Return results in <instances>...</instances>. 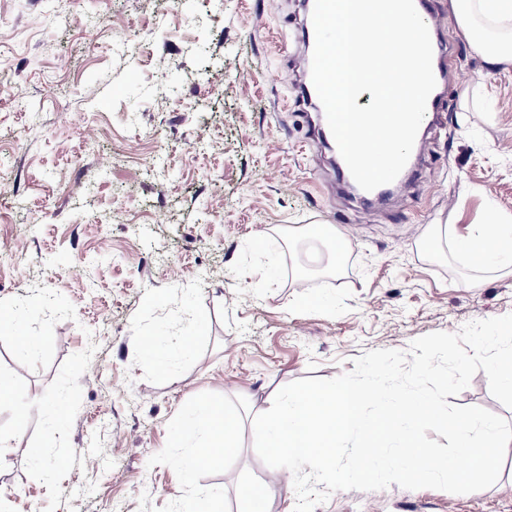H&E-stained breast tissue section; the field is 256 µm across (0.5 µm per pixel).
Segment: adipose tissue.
Returning a JSON list of instances; mask_svg holds the SVG:
<instances>
[{"instance_id":"ef3b65f1","label":"adipose tissue","mask_w":512,"mask_h":512,"mask_svg":"<svg viewBox=\"0 0 512 512\" xmlns=\"http://www.w3.org/2000/svg\"><path fill=\"white\" fill-rule=\"evenodd\" d=\"M451 7L460 33L489 68L512 64V0H451ZM437 230L454 236L457 251L470 257L472 267L512 273L511 225L483 224L466 237L450 224Z\"/></svg>"}]
</instances>
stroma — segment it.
Returning a JSON list of instances; mask_svg holds the SVG:
<instances>
[{"mask_svg": "<svg viewBox=\"0 0 512 512\" xmlns=\"http://www.w3.org/2000/svg\"><path fill=\"white\" fill-rule=\"evenodd\" d=\"M429 7L454 110L408 190L368 205L304 118L303 0H0V311L46 339L22 357L0 333V512H249L254 485L294 512L252 432L278 390L512 313V274L426 236L512 216V67ZM341 214L350 247L289 238ZM451 402L512 424L484 372ZM210 406L239 446L188 466ZM314 512H512V447L481 491L344 490Z\"/></svg>", "mask_w": 512, "mask_h": 512, "instance_id": "1", "label": "stroma"}]
</instances>
